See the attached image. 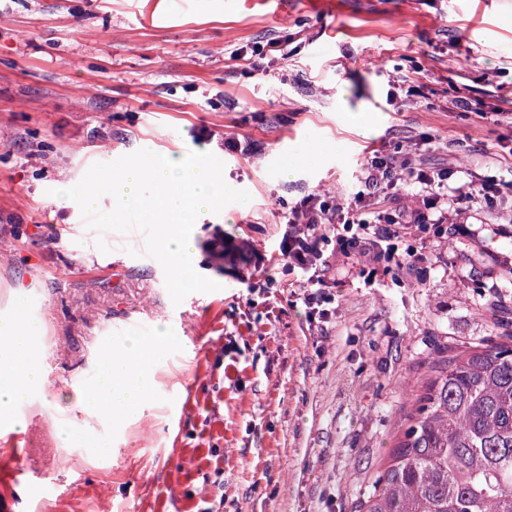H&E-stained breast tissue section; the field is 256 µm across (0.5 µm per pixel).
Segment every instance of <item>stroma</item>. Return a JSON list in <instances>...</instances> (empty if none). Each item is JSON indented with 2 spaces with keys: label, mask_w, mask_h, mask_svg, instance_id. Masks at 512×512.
<instances>
[{
  "label": "stroma",
  "mask_w": 512,
  "mask_h": 512,
  "mask_svg": "<svg viewBox=\"0 0 512 512\" xmlns=\"http://www.w3.org/2000/svg\"><path fill=\"white\" fill-rule=\"evenodd\" d=\"M0 0V320L23 297L46 387L16 407L15 453H0L13 512H354L388 461L447 348L512 332V221L477 213L474 237L430 245L406 270L332 288L308 318L284 265H218L204 249H278L281 211L352 191L372 150L441 168L490 149L497 127L449 111L450 81L512 100V0ZM289 38L249 74L231 51ZM427 76L404 111L391 81ZM365 113L369 127L349 114ZM228 137L259 151L240 157ZM341 138L343 157L284 175L293 141ZM141 149L207 151L251 206L229 204L192 232L196 269L219 290L173 304L145 239L90 229L54 191ZM166 323L156 366L163 405L112 431L74 407L104 345ZM71 430L108 457L63 440Z\"/></svg>",
  "instance_id": "stroma-1"
}]
</instances>
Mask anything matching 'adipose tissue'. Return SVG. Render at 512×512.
<instances>
[{
	"label": "adipose tissue",
	"mask_w": 512,
	"mask_h": 512,
	"mask_svg": "<svg viewBox=\"0 0 512 512\" xmlns=\"http://www.w3.org/2000/svg\"><path fill=\"white\" fill-rule=\"evenodd\" d=\"M40 329V321L20 306L9 321L0 322V422L18 430L24 423L14 417L13 408L47 383L34 344ZM170 342L163 323L153 336H131L120 347L104 349L96 378L77 394V409L95 412L113 424L149 415L155 405V364L166 355Z\"/></svg>",
	"instance_id": "1"
}]
</instances>
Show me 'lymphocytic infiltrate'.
I'll list each match as a JSON object with an SVG mask.
<instances>
[{
  "mask_svg": "<svg viewBox=\"0 0 512 512\" xmlns=\"http://www.w3.org/2000/svg\"><path fill=\"white\" fill-rule=\"evenodd\" d=\"M452 112H467L485 123L512 127V113L498 107L485 111L469 85L455 86L448 99ZM404 185L412 190V206L391 212L371 210L369 199L380 188ZM512 200V178L490 175L483 162L465 171L449 167L433 169L422 164H408L379 153H370L362 166L358 186L350 200L330 202L310 194L283 213L285 226L276 258L298 274V300L310 310L322 305L327 286L328 260L343 256L337 267L336 281L344 283L352 265L397 260L399 267L411 268L425 261L424 253L400 251L398 243L413 228L425 225L438 228L440 234L455 230L468 235L467 212L459 210L468 202L478 210H502ZM456 217L455 227H448L449 217Z\"/></svg>",
  "mask_w": 512,
  "mask_h": 512,
  "instance_id": "lymphocytic-infiltrate-1",
  "label": "lymphocytic infiltrate"
}]
</instances>
